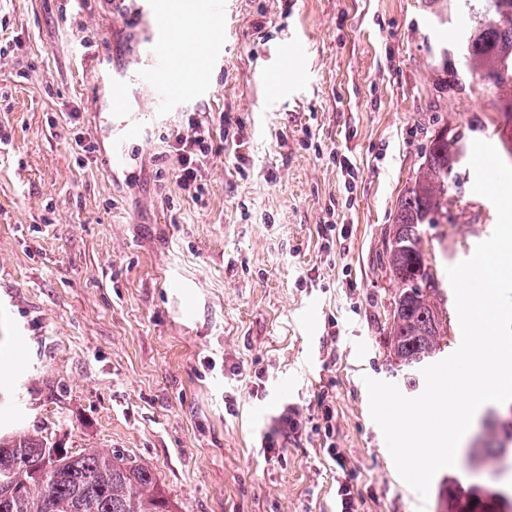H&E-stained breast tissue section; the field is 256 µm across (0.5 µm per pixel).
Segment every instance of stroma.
I'll list each match as a JSON object with an SVG mask.
<instances>
[{"instance_id": "obj_1", "label": "stroma", "mask_w": 512, "mask_h": 512, "mask_svg": "<svg viewBox=\"0 0 512 512\" xmlns=\"http://www.w3.org/2000/svg\"><path fill=\"white\" fill-rule=\"evenodd\" d=\"M438 8L224 0L199 48L223 63L183 68L166 54L159 91L137 76L144 22L131 0H0V354L13 363L0 434L38 430L142 463L177 512H334L319 436L269 458L260 446L284 402L305 407L324 390L361 512H438L448 480L494 489L460 461L420 499L365 384L419 394L387 346L398 285L379 256L431 133L447 125L499 150L512 139L500 90L437 84L442 50L468 25L458 13L438 22ZM118 109L128 159L109 167ZM189 112L229 119L198 203L168 146ZM346 159L358 169L349 192ZM473 181L463 168L447 216L426 227L425 258L444 281L496 225ZM328 220L348 238L326 251ZM435 305L445 358L462 339L451 284Z\"/></svg>"}]
</instances>
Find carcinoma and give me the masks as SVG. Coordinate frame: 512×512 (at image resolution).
<instances>
[{
	"label": "carcinoma",
	"mask_w": 512,
	"mask_h": 512,
	"mask_svg": "<svg viewBox=\"0 0 512 512\" xmlns=\"http://www.w3.org/2000/svg\"><path fill=\"white\" fill-rule=\"evenodd\" d=\"M472 25L457 43L459 66L442 60L445 80L460 90L465 77L485 86L512 84V0H453ZM468 152L464 135H432L416 177L402 195L384 266L399 285L390 346L404 365L434 357L441 322L431 296L441 282L425 264L424 225L448 213V194ZM443 512H500L512 498L496 490L463 489L444 482ZM0 512H173L154 472L124 456L93 448H58L43 433L0 438Z\"/></svg>",
	"instance_id": "cac0c4a2"
}]
</instances>
